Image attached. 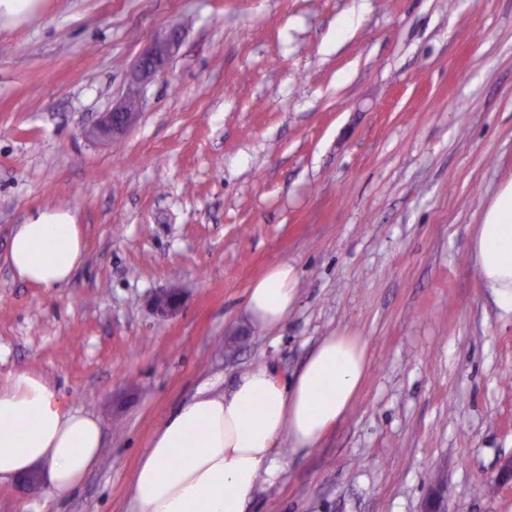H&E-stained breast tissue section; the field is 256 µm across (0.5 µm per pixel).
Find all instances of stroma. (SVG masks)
Returning <instances> with one entry per match:
<instances>
[{
    "instance_id": "35a3bbf8",
    "label": "stroma",
    "mask_w": 512,
    "mask_h": 512,
    "mask_svg": "<svg viewBox=\"0 0 512 512\" xmlns=\"http://www.w3.org/2000/svg\"><path fill=\"white\" fill-rule=\"evenodd\" d=\"M182 41L109 143L86 130L170 27ZM512 178V0H45L0 24V377L96 413L104 452L63 498L0 482V512H130L136 464L209 377L292 378L322 337L368 346L365 385L245 512H512V314L470 256ZM70 212L62 288L22 282L16 225ZM297 301L252 325V283ZM179 289L171 317L154 295ZM297 278L291 265H280L254 282L249 289L246 311L257 326L272 329L288 315L296 298Z\"/></svg>"
}]
</instances>
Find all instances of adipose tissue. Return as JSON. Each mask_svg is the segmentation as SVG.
<instances>
[{
	"label": "adipose tissue",
	"instance_id": "1",
	"mask_svg": "<svg viewBox=\"0 0 512 512\" xmlns=\"http://www.w3.org/2000/svg\"><path fill=\"white\" fill-rule=\"evenodd\" d=\"M85 254L72 214L44 211L21 224L7 261L24 282L68 284ZM470 256L497 303L512 311V178L487 205ZM297 278L280 265L254 282L246 311L271 329L287 316ZM368 370L365 343L349 332L324 337L292 381L266 365L241 373L231 392L203 382L168 416L140 457L131 482V512H244L261 477H275L280 438L315 448L353 407ZM101 425L88 411L69 410L41 376L19 370L0 380V481L37 475L47 496L79 487L101 455Z\"/></svg>",
	"mask_w": 512,
	"mask_h": 512
}]
</instances>
